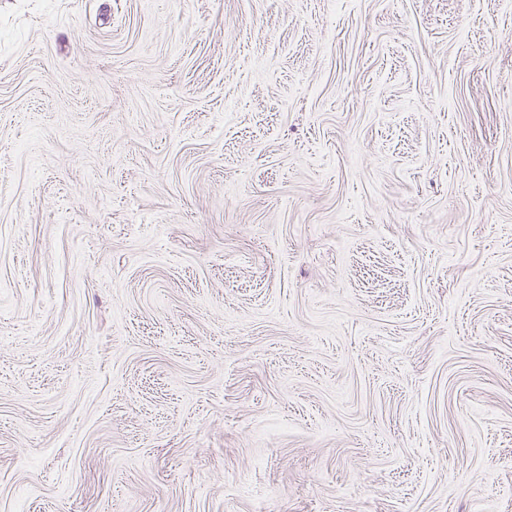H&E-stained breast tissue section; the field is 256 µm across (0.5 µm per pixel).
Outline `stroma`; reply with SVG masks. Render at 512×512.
Returning a JSON list of instances; mask_svg holds the SVG:
<instances>
[{
  "mask_svg": "<svg viewBox=\"0 0 512 512\" xmlns=\"http://www.w3.org/2000/svg\"><path fill=\"white\" fill-rule=\"evenodd\" d=\"M0 512H512V0H0Z\"/></svg>",
  "mask_w": 512,
  "mask_h": 512,
  "instance_id": "35a3bbf8",
  "label": "stroma"
}]
</instances>
